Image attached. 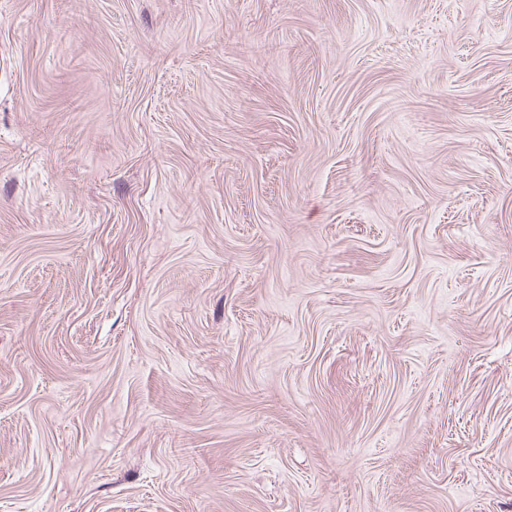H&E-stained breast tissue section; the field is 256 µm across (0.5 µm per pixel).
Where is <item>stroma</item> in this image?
<instances>
[{"mask_svg":"<svg viewBox=\"0 0 512 512\" xmlns=\"http://www.w3.org/2000/svg\"><path fill=\"white\" fill-rule=\"evenodd\" d=\"M0 512H512V0H0Z\"/></svg>","mask_w":512,"mask_h":512,"instance_id":"obj_1","label":"stroma"}]
</instances>
